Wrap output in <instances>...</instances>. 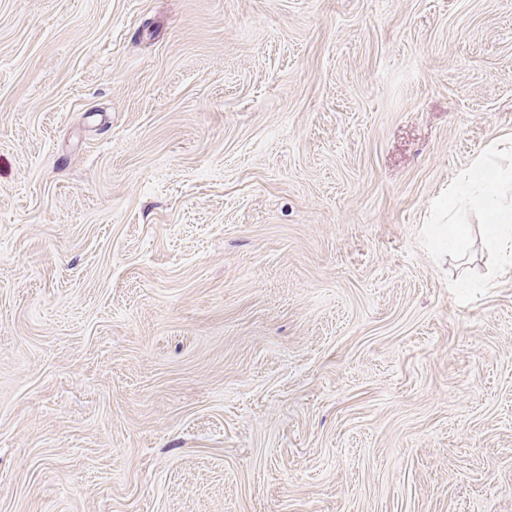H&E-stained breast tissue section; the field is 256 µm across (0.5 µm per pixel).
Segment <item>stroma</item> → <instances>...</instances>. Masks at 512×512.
<instances>
[{
    "instance_id": "stroma-1",
    "label": "stroma",
    "mask_w": 512,
    "mask_h": 512,
    "mask_svg": "<svg viewBox=\"0 0 512 512\" xmlns=\"http://www.w3.org/2000/svg\"><path fill=\"white\" fill-rule=\"evenodd\" d=\"M510 136L512 0H0V512H512ZM461 207L480 216L494 242L508 245L512 261V166L503 167L488 157L477 160L448 190V212Z\"/></svg>"
}]
</instances>
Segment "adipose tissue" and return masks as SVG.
I'll return each instance as SVG.
<instances>
[{
  "label": "adipose tissue",
  "mask_w": 512,
  "mask_h": 512,
  "mask_svg": "<svg viewBox=\"0 0 512 512\" xmlns=\"http://www.w3.org/2000/svg\"><path fill=\"white\" fill-rule=\"evenodd\" d=\"M463 207L479 215L491 239L512 248V167L477 160L448 191L449 211Z\"/></svg>",
  "instance_id": "obj_1"
}]
</instances>
